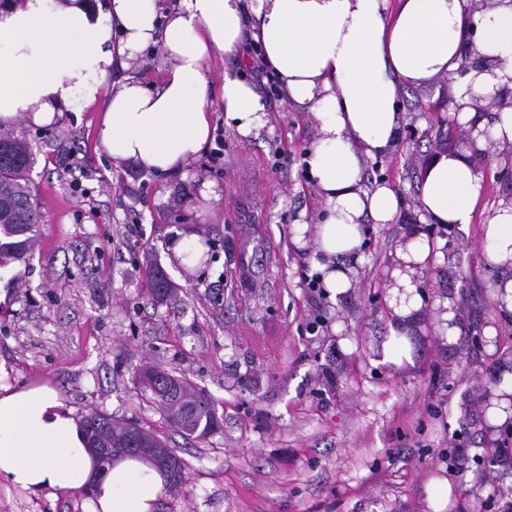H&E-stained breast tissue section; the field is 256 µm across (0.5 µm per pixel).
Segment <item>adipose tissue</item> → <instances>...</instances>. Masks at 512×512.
Here are the masks:
<instances>
[{
    "label": "adipose tissue",
    "mask_w": 512,
    "mask_h": 512,
    "mask_svg": "<svg viewBox=\"0 0 512 512\" xmlns=\"http://www.w3.org/2000/svg\"><path fill=\"white\" fill-rule=\"evenodd\" d=\"M471 24L476 50L498 65L491 73L470 71L454 91L458 103L512 79V0H493L472 17L467 0H177L168 11L161 0H108L102 10L88 0H25L0 12V124L24 116L52 121L75 98L95 101L110 73L123 70L97 130L101 146L114 161L178 173L211 136L207 61L242 58L251 43L260 44L288 102L318 125L305 162L324 218L294 225L292 241L317 244L322 280L338 296L352 286L346 260L360 245L364 219L391 224L399 211L391 186L363 187V161L397 141L403 87L459 68ZM155 43L164 60L145 81L131 67ZM223 100L224 117L240 135L265 126L262 95L236 73L224 75ZM481 190L478 173L448 156L428 170L420 206L438 223L464 226ZM482 237L486 260L505 272L500 300L512 311V204L496 210ZM397 280L410 299L395 307L383 359L400 365L410 358L402 329L420 298L407 275ZM0 477L34 497L91 485L98 512H154L165 482L135 458L100 471L78 421L46 386L0 393Z\"/></svg>",
    "instance_id": "adipose-tissue-1"
}]
</instances>
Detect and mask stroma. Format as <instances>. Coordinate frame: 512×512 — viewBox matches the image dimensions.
Wrapping results in <instances>:
<instances>
[{
    "label": "stroma",
    "mask_w": 512,
    "mask_h": 512,
    "mask_svg": "<svg viewBox=\"0 0 512 512\" xmlns=\"http://www.w3.org/2000/svg\"><path fill=\"white\" fill-rule=\"evenodd\" d=\"M261 91L266 126L242 137L224 124L225 71ZM214 128L224 154L202 150L185 174L145 172L113 162L95 130L104 102L76 99L53 122L21 121L15 135L34 146L31 173L43 222L29 261L0 273V387L54 389L74 415L96 408L137 422L176 448L186 467L178 491L156 512H497L493 487L512 486V455L496 446L507 428L490 426L475 372L512 365V312L498 305L481 248V226L512 202V146L488 156L458 148L448 119L459 81L450 73L405 88L394 146L366 159L364 186L396 188L393 224L365 222L362 271L330 298L303 281L320 260L315 243L291 240L297 224L320 221V192L304 155L318 138L309 113L273 92L265 74L230 57L207 66ZM455 154L483 178L471 224L439 239L427 291L407 327L411 364L381 363L395 316L385 275L399 242L424 223L418 199L426 165ZM208 184L202 196L194 181ZM196 235L205 263L187 268L171 240ZM178 290L160 303L147 292L156 273ZM459 307L460 333L447 344L432 306ZM489 340L471 344L475 334ZM150 363L190 380L213 399L220 433L199 441L171 430L133 384ZM475 461L460 474L442 455L449 442ZM78 490L29 496L0 478V512H87Z\"/></svg>",
    "instance_id": "35a3bbf8"
}]
</instances>
